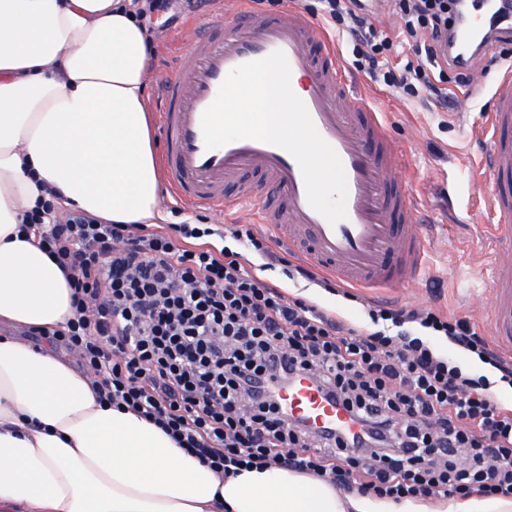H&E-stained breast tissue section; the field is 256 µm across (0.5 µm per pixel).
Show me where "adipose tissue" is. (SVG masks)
Masks as SVG:
<instances>
[{
  "label": "adipose tissue",
  "instance_id": "obj_1",
  "mask_svg": "<svg viewBox=\"0 0 512 512\" xmlns=\"http://www.w3.org/2000/svg\"><path fill=\"white\" fill-rule=\"evenodd\" d=\"M135 0H0V326L53 333L71 290L24 216L56 193L106 221L164 224ZM0 512H512V497L395 502L272 467L224 478L87 373L0 336Z\"/></svg>",
  "mask_w": 512,
  "mask_h": 512
}]
</instances>
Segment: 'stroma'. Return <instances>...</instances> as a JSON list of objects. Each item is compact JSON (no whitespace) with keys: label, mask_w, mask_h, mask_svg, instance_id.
Segmentation results:
<instances>
[{"label":"stroma","mask_w":512,"mask_h":512,"mask_svg":"<svg viewBox=\"0 0 512 512\" xmlns=\"http://www.w3.org/2000/svg\"><path fill=\"white\" fill-rule=\"evenodd\" d=\"M211 14V7L190 11L181 0H171L144 17L158 46L146 90L149 110L159 106L157 83L175 67L187 33ZM326 35L335 43L348 80L363 94L367 108L381 113L391 139L405 154L407 175L427 219L422 227L426 264L414 279L389 288H360L352 298L289 280L278 270L269 272V279L288 296L306 297L351 326L369 325L366 305L375 302L395 309L428 307L466 319L478 335L489 336L495 259L484 245L491 218L489 181L478 171L484 146L475 129L480 114L491 108L488 91L475 94L463 115L458 105L462 86L451 82L447 108L435 107L371 82L355 68L350 36L331 29Z\"/></svg>","instance_id":"stroma-1"}]
</instances>
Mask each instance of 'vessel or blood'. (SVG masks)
<instances>
[{
  "mask_svg": "<svg viewBox=\"0 0 512 512\" xmlns=\"http://www.w3.org/2000/svg\"><path fill=\"white\" fill-rule=\"evenodd\" d=\"M231 0L237 20L215 17L196 29L178 59L176 74L159 83L163 166L182 201L224 206L273 227L289 249L357 288L411 280L424 267L421 217L409 181L401 177L403 152L395 147L361 92L346 79L334 47L296 9L267 14ZM283 52L292 77L304 82L301 99L320 135L334 148L347 180L345 219L328 221L308 203L296 159L268 143L243 139L204 148L201 116L235 66ZM492 106L479 126L491 183L492 253L512 251V67L491 86ZM490 333L512 350V265L492 282ZM293 415L318 428L355 434L359 426L304 380L284 394Z\"/></svg>",
  "mask_w": 512,
  "mask_h": 512,
  "instance_id": "b4317fda",
  "label": "vessel or blood"
}]
</instances>
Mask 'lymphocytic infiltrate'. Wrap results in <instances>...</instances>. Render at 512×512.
<instances>
[{"instance_id": "f902f5d3", "label": "lymphocytic infiltrate", "mask_w": 512, "mask_h": 512, "mask_svg": "<svg viewBox=\"0 0 512 512\" xmlns=\"http://www.w3.org/2000/svg\"><path fill=\"white\" fill-rule=\"evenodd\" d=\"M324 3V19L350 31L370 79L438 100L443 83L467 82L445 52L451 0H394L416 57L400 75L380 64L393 41L371 22L366 0ZM30 219L72 291L73 316L54 344L95 377L101 400L158 424L218 475L275 466L397 501L512 496V412L495 393L512 384V357L466 320L373 304L371 328L345 326L249 270L248 253H272L248 226L114 224L51 200ZM213 235L245 249L185 245ZM421 328L476 355L489 373L465 371L419 337ZM304 379L361 435L288 413L281 393Z\"/></svg>"}]
</instances>
